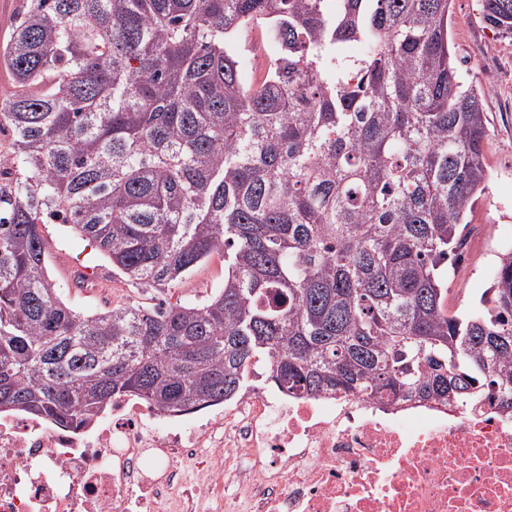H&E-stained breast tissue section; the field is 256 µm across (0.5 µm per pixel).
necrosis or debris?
I'll return each instance as SVG.
<instances>
[{"instance_id": "4bbe7bcc", "label": "necrosis or debris", "mask_w": 512, "mask_h": 512, "mask_svg": "<svg viewBox=\"0 0 512 512\" xmlns=\"http://www.w3.org/2000/svg\"><path fill=\"white\" fill-rule=\"evenodd\" d=\"M0 512H512V408L254 386L183 416L118 396L79 430L1 413Z\"/></svg>"}]
</instances>
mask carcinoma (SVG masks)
<instances>
[{
  "label": "carcinoma",
  "instance_id": "carcinoma-1",
  "mask_svg": "<svg viewBox=\"0 0 512 512\" xmlns=\"http://www.w3.org/2000/svg\"><path fill=\"white\" fill-rule=\"evenodd\" d=\"M452 2L23 0L0 48V412L76 430L126 394L191 413L260 359L288 394L511 408L512 249L479 309L445 308L488 180ZM485 10L512 32V0ZM256 27L283 52L246 85L236 39ZM44 224L146 288L222 249L224 287L78 313Z\"/></svg>",
  "mask_w": 512,
  "mask_h": 512
}]
</instances>
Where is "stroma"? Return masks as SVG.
Instances as JSON below:
<instances>
[{
  "label": "stroma",
  "instance_id": "1",
  "mask_svg": "<svg viewBox=\"0 0 512 512\" xmlns=\"http://www.w3.org/2000/svg\"><path fill=\"white\" fill-rule=\"evenodd\" d=\"M451 38L461 74L484 93L487 137L484 160L487 187L468 214L467 236L452 262L446 305L449 311L476 306L493 281L494 228L512 226V33L490 25L484 0H453ZM48 268L62 289L64 301L83 314L120 305L150 308L159 300L192 303L204 300L224 285V253L214 252L188 276L169 288H145L113 271L67 225L48 224Z\"/></svg>",
  "mask_w": 512,
  "mask_h": 512
}]
</instances>
